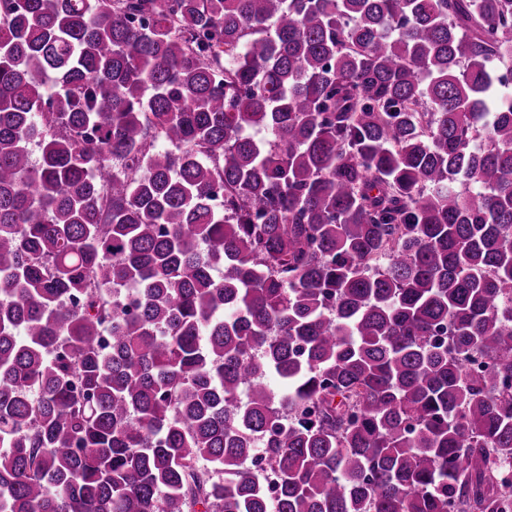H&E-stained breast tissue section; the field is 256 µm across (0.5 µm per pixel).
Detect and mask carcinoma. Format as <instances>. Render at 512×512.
Listing matches in <instances>:
<instances>
[{"mask_svg":"<svg viewBox=\"0 0 512 512\" xmlns=\"http://www.w3.org/2000/svg\"><path fill=\"white\" fill-rule=\"evenodd\" d=\"M0 1V512H512V0Z\"/></svg>","mask_w":512,"mask_h":512,"instance_id":"1","label":"carcinoma"}]
</instances>
